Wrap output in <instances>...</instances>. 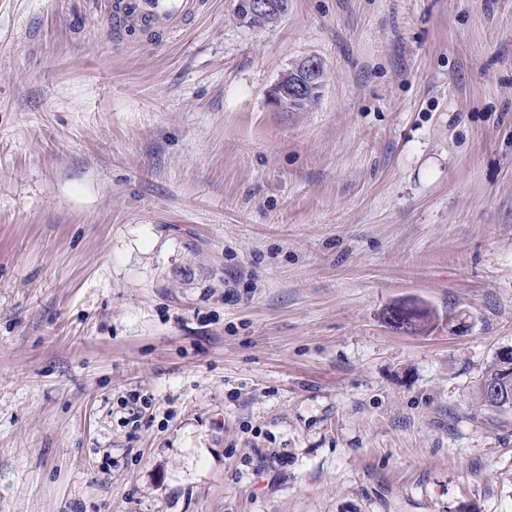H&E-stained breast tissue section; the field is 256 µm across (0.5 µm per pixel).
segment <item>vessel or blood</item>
I'll return each mask as SVG.
<instances>
[{
  "mask_svg": "<svg viewBox=\"0 0 512 512\" xmlns=\"http://www.w3.org/2000/svg\"><path fill=\"white\" fill-rule=\"evenodd\" d=\"M204 0H123L112 6V37L120 39L126 23L137 19L152 31L171 32L200 9Z\"/></svg>",
  "mask_w": 512,
  "mask_h": 512,
  "instance_id": "1",
  "label": "vessel or blood"
}]
</instances>
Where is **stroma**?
I'll return each mask as SVG.
<instances>
[{
	"label": "stroma",
	"mask_w": 512,
	"mask_h": 512,
	"mask_svg": "<svg viewBox=\"0 0 512 512\" xmlns=\"http://www.w3.org/2000/svg\"><path fill=\"white\" fill-rule=\"evenodd\" d=\"M289 5L0 0V512H512V0ZM111 5L112 39L121 38V29L138 19L152 31L171 32L186 17L200 9L204 0H126ZM237 2V8L242 12L241 16L255 15L248 20H245L242 19L240 14H237L240 19L245 21L247 25L252 28H264L267 26H272L274 23H276L274 21L275 14L277 19H282L288 14L289 9L288 0H278L276 3L272 0H238ZM276 4H278L279 7H276ZM273 8H275L276 13L274 10H272ZM303 79L298 85V90L308 95H320L324 84V67L319 57L309 56L295 67ZM298 79V76L294 72H288V80L286 81L288 93H286L283 96V100L280 101V106L285 112H304L313 105H316L319 100V96L307 97L294 91L290 92V89L293 88ZM487 405L509 410L512 407V377L505 378L485 390Z\"/></svg>",
	"instance_id": "35a3bbf8"
}]
</instances>
